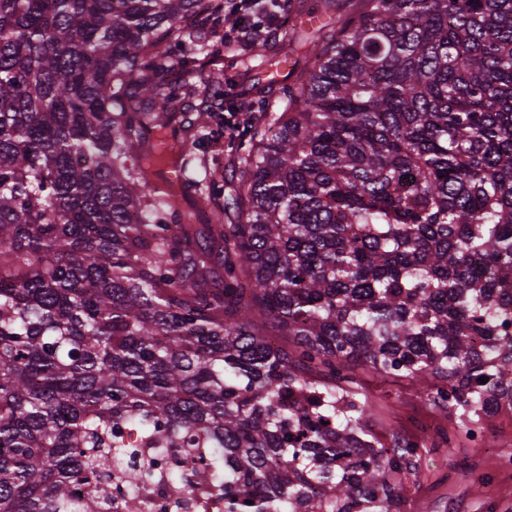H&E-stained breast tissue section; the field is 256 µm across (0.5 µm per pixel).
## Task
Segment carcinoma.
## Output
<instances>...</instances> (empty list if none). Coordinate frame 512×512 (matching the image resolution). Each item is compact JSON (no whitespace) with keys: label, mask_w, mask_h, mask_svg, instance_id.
<instances>
[{"label":"carcinoma","mask_w":512,"mask_h":512,"mask_svg":"<svg viewBox=\"0 0 512 512\" xmlns=\"http://www.w3.org/2000/svg\"><path fill=\"white\" fill-rule=\"evenodd\" d=\"M319 7L226 193L185 117L224 0H0V512H138L134 448L224 512H402L353 363L470 439L512 406V0Z\"/></svg>","instance_id":"carcinoma-1"}]
</instances>
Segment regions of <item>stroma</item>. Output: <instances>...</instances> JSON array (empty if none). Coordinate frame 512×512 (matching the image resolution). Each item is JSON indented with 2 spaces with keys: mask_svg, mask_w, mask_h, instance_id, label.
<instances>
[{
  "mask_svg": "<svg viewBox=\"0 0 512 512\" xmlns=\"http://www.w3.org/2000/svg\"><path fill=\"white\" fill-rule=\"evenodd\" d=\"M287 21L271 30L268 61L251 60L247 65L225 67V91L246 93L254 78L285 81L300 75V67L284 58L288 50L283 40ZM223 125L212 123L198 152L205 155L208 169L214 170L219 184H230L229 163L246 152V138L235 137L223 143ZM353 389L366 397L371 406V426L380 441L391 444L393 436L416 440L421 448V469L406 485L403 512H512V468L497 470L484 485L472 483L467 468L512 455V408L481 414L479 438L459 436V421L433 407L425 397L432 377L420 381L386 380L363 365H354ZM454 435V442L443 439Z\"/></svg>",
  "mask_w": 512,
  "mask_h": 512,
  "instance_id": "35a3bbf8",
  "label": "stroma"
}]
</instances>
